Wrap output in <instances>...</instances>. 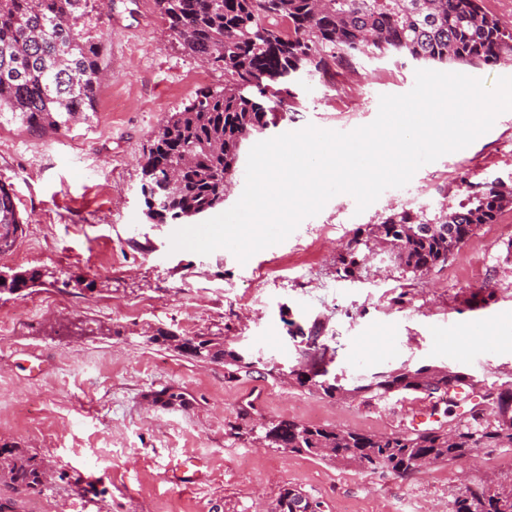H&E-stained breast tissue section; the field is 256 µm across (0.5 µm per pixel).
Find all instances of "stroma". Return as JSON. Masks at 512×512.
<instances>
[{"mask_svg":"<svg viewBox=\"0 0 512 512\" xmlns=\"http://www.w3.org/2000/svg\"><path fill=\"white\" fill-rule=\"evenodd\" d=\"M110 29L109 74L88 121L42 134L0 123V181L25 220L17 245L0 255V273L43 274L22 294H0V316L23 308L28 317L0 333V444L38 454L56 471L41 494L0 485V498L23 512H276L290 488L323 512H451L463 483L512 484L504 448L400 477L262 440L264 424L280 418L391 433L453 425L471 407L444 392L329 398L268 375L266 362L291 370L312 346L348 390L377 372L423 366L477 377L489 389L512 385V205L445 265L407 272L373 238L354 276L337 271L357 228L394 211L431 217L457 206L465 180L499 177L512 187V111L365 210L351 195L332 197L247 262L226 249L174 252V225L146 216L141 168L167 117L200 87L222 88L224 77L211 70L202 85L186 83L202 65L171 36L154 0H112ZM420 68L361 56L327 76H301L293 111L267 135L367 125L380 97L409 92ZM274 262L278 272L268 273ZM160 330L224 342L257 365L229 378L223 363L150 343ZM165 387L191 405L153 404ZM26 401L29 420L16 412ZM180 462L199 466L197 484L173 478Z\"/></svg>","mask_w":512,"mask_h":512,"instance_id":"stroma-1","label":"stroma"}]
</instances>
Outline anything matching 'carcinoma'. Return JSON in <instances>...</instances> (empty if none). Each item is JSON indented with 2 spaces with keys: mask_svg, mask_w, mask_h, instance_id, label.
Wrapping results in <instances>:
<instances>
[{
  "mask_svg": "<svg viewBox=\"0 0 512 512\" xmlns=\"http://www.w3.org/2000/svg\"><path fill=\"white\" fill-rule=\"evenodd\" d=\"M481 0H155L162 19L184 50L224 74L220 90H202L158 128L142 167L147 216L158 224H182L224 204V169L238 164L244 145L276 126L278 112L296 99L294 75L327 74L343 59L398 54L416 62L495 64L512 61V29L502 26ZM110 21L107 0H0V120L11 116L29 129L69 127L95 111L105 76L100 28ZM177 170L171 185L168 173ZM512 203V189L499 180L468 184L455 208L424 213L394 211L356 235L340 260L343 276L361 262V246L376 237L391 246L406 270L416 273L448 261L482 224H491ZM23 219L9 185L0 183V254L16 244ZM42 272L0 274V293L30 289ZM203 361L224 362L232 379L254 362L206 336L177 339L165 332L151 337ZM296 380L328 397L340 387L321 370V357L295 369ZM461 373L436 374L426 367L375 375L352 388L382 399L393 391H445L468 385ZM512 400L501 392L456 425L454 437L439 428L368 433L278 419L264 425L270 448L331 455L365 468L399 476L427 458L455 462L476 448H511L512 429L497 420ZM152 402L182 406L181 392L163 388ZM48 469L43 460L6 443L0 445V483L16 493L42 492ZM306 500L285 490L280 512ZM452 512H512V488L479 484L456 492Z\"/></svg>",
  "mask_w": 512,
  "mask_h": 512,
  "instance_id": "obj_1",
  "label": "carcinoma"
}]
</instances>
